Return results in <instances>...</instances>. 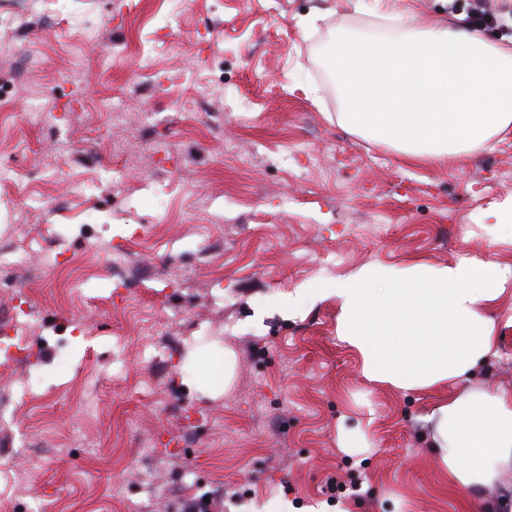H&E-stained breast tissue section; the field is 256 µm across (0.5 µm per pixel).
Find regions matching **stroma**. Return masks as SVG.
<instances>
[{
	"label": "stroma",
	"instance_id": "35a3bbf8",
	"mask_svg": "<svg viewBox=\"0 0 512 512\" xmlns=\"http://www.w3.org/2000/svg\"><path fill=\"white\" fill-rule=\"evenodd\" d=\"M170 9L0 0V79L14 85L0 158L17 173L0 185V245L24 224L38 253L0 284V322L18 296L40 334L72 338L58 355L33 339L0 352L14 389L0 399V512H182L193 473L211 512H479V497L440 491L427 417L452 390L512 393V291L481 370L412 391L363 378L335 296L292 313L283 301L369 263L512 264L471 219L512 196V136L414 165L342 127L323 55L337 30H372L361 0ZM100 48L111 70L93 65ZM33 89L55 116L41 127L20 120ZM112 96L131 124L99 114ZM56 253L71 267L42 262ZM227 348L235 371L215 396L202 363Z\"/></svg>",
	"mask_w": 512,
	"mask_h": 512
}]
</instances>
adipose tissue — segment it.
I'll return each mask as SVG.
<instances>
[{
  "mask_svg": "<svg viewBox=\"0 0 512 512\" xmlns=\"http://www.w3.org/2000/svg\"><path fill=\"white\" fill-rule=\"evenodd\" d=\"M374 2L392 34L342 30L324 55L340 124L408 161L437 164L512 131V43ZM511 287L512 265L477 257L368 264L336 282L337 334L370 382L409 391L465 380L496 351L493 310ZM428 420L441 486L488 493L487 512H512L492 496L512 471V394L455 391Z\"/></svg>",
  "mask_w": 512,
  "mask_h": 512,
  "instance_id": "obj_1",
  "label": "adipose tissue"
}]
</instances>
